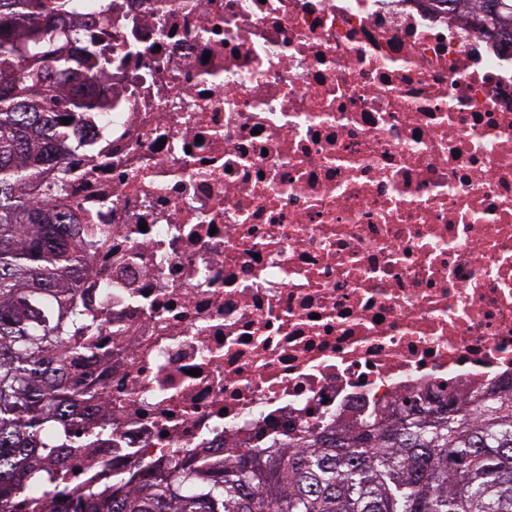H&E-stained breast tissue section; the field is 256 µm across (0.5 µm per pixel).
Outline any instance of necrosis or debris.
<instances>
[{
  "label": "necrosis or debris",
  "mask_w": 512,
  "mask_h": 512,
  "mask_svg": "<svg viewBox=\"0 0 512 512\" xmlns=\"http://www.w3.org/2000/svg\"><path fill=\"white\" fill-rule=\"evenodd\" d=\"M63 492L512 385V42L440 0H70Z\"/></svg>",
  "instance_id": "4bbe7bcc"
}]
</instances>
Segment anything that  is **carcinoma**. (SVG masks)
I'll list each match as a JSON object with an SVG mask.
<instances>
[{
  "label": "carcinoma",
  "instance_id": "carcinoma-1",
  "mask_svg": "<svg viewBox=\"0 0 512 512\" xmlns=\"http://www.w3.org/2000/svg\"><path fill=\"white\" fill-rule=\"evenodd\" d=\"M483 20L512 0H448ZM65 0H0V512L42 499V473L75 442L90 389L72 373L73 296L87 260L68 215L48 208L66 178L54 140L64 107L93 102L57 76L70 57L45 60L63 36L47 17ZM75 512H512V389L477 404L436 408L406 400L380 424L304 433L293 448L240 453L222 462L147 471L136 488L81 495Z\"/></svg>",
  "mask_w": 512,
  "mask_h": 512
}]
</instances>
